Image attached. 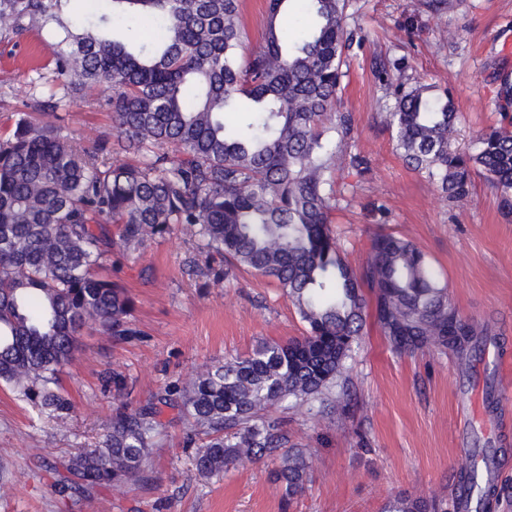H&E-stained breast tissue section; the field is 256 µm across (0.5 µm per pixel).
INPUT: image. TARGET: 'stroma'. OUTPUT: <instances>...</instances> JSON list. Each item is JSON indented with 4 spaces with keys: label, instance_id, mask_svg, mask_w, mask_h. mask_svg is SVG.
<instances>
[{
    "label": "stroma",
    "instance_id": "stroma-1",
    "mask_svg": "<svg viewBox=\"0 0 512 512\" xmlns=\"http://www.w3.org/2000/svg\"><path fill=\"white\" fill-rule=\"evenodd\" d=\"M340 111L353 124L340 142L336 244L350 264L386 232L421 250L460 317L492 323L494 343L461 372L451 350H395L367 317L358 345L328 396L303 410L276 406L286 448L309 461L302 492L286 496L264 458L206 479L194 469L196 444L177 410L165 409L148 483L94 490L60 501L54 483L64 461L97 444L119 405L136 409L203 366L249 353L263 342L303 336L306 325L274 278L229 268L222 280L193 230L139 244L114 243L104 270L132 294L134 336L113 341L89 332L61 376L72 411L48 419L0 384V472L19 476L0 492V512H381L396 495L431 493L456 512L459 475L475 449L497 451L499 495L490 512H512V216L477 174L469 198L449 203L396 147L382 101L416 84L449 93L461 149L500 119V72H512V0H348ZM57 38L33 29L0 40V131L26 103L48 95ZM56 121L77 149L112 135L110 110L86 97ZM364 158L354 167V158ZM123 381L104 386V375ZM494 388L495 403L485 402Z\"/></svg>",
    "mask_w": 512,
    "mask_h": 512
}]
</instances>
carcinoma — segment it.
<instances>
[{"instance_id":"carcinoma-1","label":"carcinoma","mask_w":512,"mask_h":512,"mask_svg":"<svg viewBox=\"0 0 512 512\" xmlns=\"http://www.w3.org/2000/svg\"><path fill=\"white\" fill-rule=\"evenodd\" d=\"M105 2L78 22L85 0H0V39L47 27L61 36L58 92L35 110L49 115L94 90L112 112L117 149L138 157L110 159L107 139L81 154L61 127L25 115L0 137V383L43 415L69 413L59 378L83 331L131 334L134 298L101 273L108 226L126 245L197 227L210 256L275 278L307 330L204 366L159 402L206 436L193 460L199 476L274 455L276 481L296 495L309 463L299 451H280L281 435L263 412L331 387L363 334L364 290L401 352L448 348L465 367L495 331L462 320L424 254L402 238L375 234L357 267L337 253L331 133H352L350 116L335 112L347 0H300L312 24L297 41L285 26L293 0H267L263 46L243 62L240 0ZM127 17L139 32L114 37V20ZM241 111L251 114L243 127L224 125V113ZM386 120L403 158L448 201L466 199L482 173L512 213L509 113L477 134L468 153L449 143L457 112L448 93L400 91ZM166 143L174 153L160 150ZM159 414L154 403L117 410L102 441L68 460L70 478L55 491L149 482ZM495 459L460 475L480 508L497 497L488 476ZM435 508L432 496L400 495L385 512Z\"/></svg>"}]
</instances>
